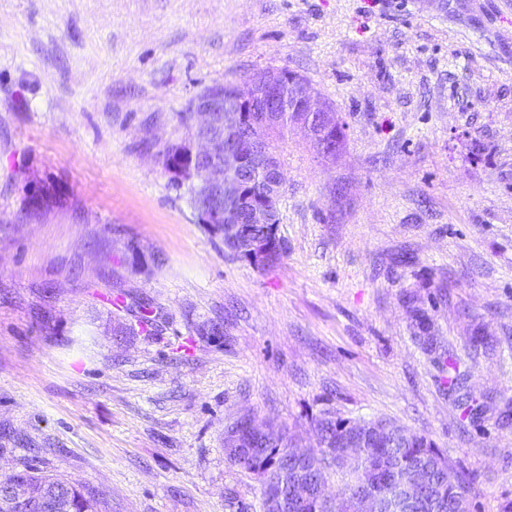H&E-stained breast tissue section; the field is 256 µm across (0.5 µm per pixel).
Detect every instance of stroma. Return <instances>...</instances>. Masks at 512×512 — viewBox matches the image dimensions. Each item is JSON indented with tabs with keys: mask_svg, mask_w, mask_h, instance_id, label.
<instances>
[{
	"mask_svg": "<svg viewBox=\"0 0 512 512\" xmlns=\"http://www.w3.org/2000/svg\"><path fill=\"white\" fill-rule=\"evenodd\" d=\"M284 68L347 137L281 144L260 269L156 153L205 87ZM511 407L512 0H0V472L260 512L227 427L312 448L332 411L425 436L471 512H512Z\"/></svg>",
	"mask_w": 512,
	"mask_h": 512,
	"instance_id": "35a3bbf8",
	"label": "stroma"
}]
</instances>
